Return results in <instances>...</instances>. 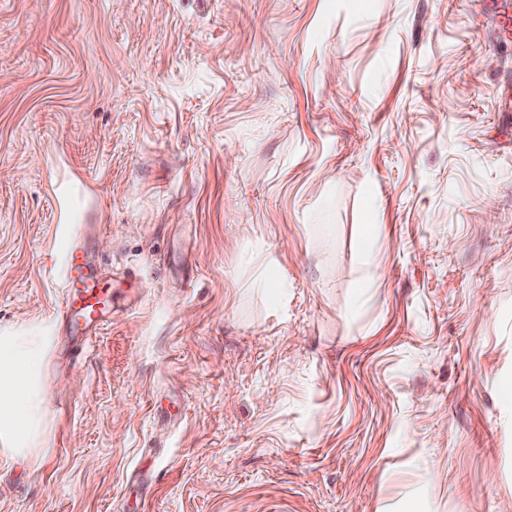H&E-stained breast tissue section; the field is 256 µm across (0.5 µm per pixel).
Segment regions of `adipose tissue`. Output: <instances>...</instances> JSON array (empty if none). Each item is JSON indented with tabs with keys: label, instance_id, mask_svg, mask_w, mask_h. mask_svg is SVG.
<instances>
[{
	"label": "adipose tissue",
	"instance_id": "ef3b65f1",
	"mask_svg": "<svg viewBox=\"0 0 512 512\" xmlns=\"http://www.w3.org/2000/svg\"><path fill=\"white\" fill-rule=\"evenodd\" d=\"M47 343L38 331H0V449L21 460L45 442L40 380Z\"/></svg>",
	"mask_w": 512,
	"mask_h": 512
}]
</instances>
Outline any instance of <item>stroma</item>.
Returning <instances> with one entry per match:
<instances>
[{"instance_id":"obj_1","label":"stroma","mask_w":512,"mask_h":512,"mask_svg":"<svg viewBox=\"0 0 512 512\" xmlns=\"http://www.w3.org/2000/svg\"><path fill=\"white\" fill-rule=\"evenodd\" d=\"M501 12L0 0V329H46L50 442L0 512H504ZM73 246L115 305L78 361Z\"/></svg>"}]
</instances>
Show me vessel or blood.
Instances as JSON below:
<instances>
[{"label":"vessel or blood","instance_id":"obj_1","mask_svg":"<svg viewBox=\"0 0 512 512\" xmlns=\"http://www.w3.org/2000/svg\"><path fill=\"white\" fill-rule=\"evenodd\" d=\"M66 276L82 282L83 287L67 296L59 310L64 323L76 328L83 341H90L112 316V292L103 285L98 274L89 270V265L79 249H72L66 258Z\"/></svg>","mask_w":512,"mask_h":512}]
</instances>
